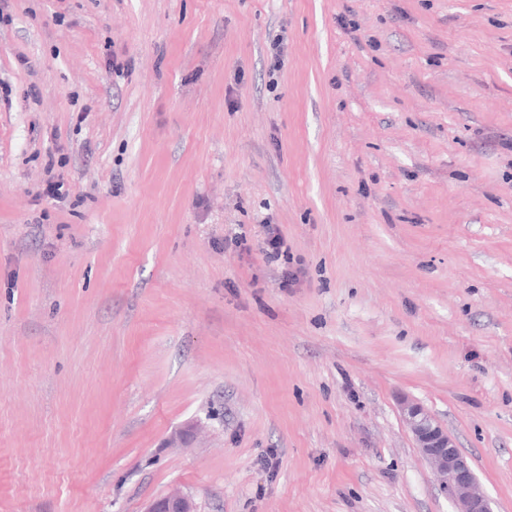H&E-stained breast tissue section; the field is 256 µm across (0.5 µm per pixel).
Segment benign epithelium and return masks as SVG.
<instances>
[{
    "instance_id": "obj_1",
    "label": "benign epithelium",
    "mask_w": 512,
    "mask_h": 512,
    "mask_svg": "<svg viewBox=\"0 0 512 512\" xmlns=\"http://www.w3.org/2000/svg\"><path fill=\"white\" fill-rule=\"evenodd\" d=\"M401 412L425 459L440 475L442 493L454 504V512H493L490 499L481 490L467 458L457 448L454 438L420 403L408 398L401 402ZM195 426L188 424L168 440L170 447H185ZM146 512H197L191 497L176 489L155 500Z\"/></svg>"
}]
</instances>
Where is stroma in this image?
Here are the masks:
<instances>
[{
	"label": "stroma",
	"instance_id": "35a3bbf8",
	"mask_svg": "<svg viewBox=\"0 0 512 512\" xmlns=\"http://www.w3.org/2000/svg\"><path fill=\"white\" fill-rule=\"evenodd\" d=\"M405 398L512 512V0H0V512H454ZM145 512H197L191 497L176 489L155 500Z\"/></svg>",
	"mask_w": 512,
	"mask_h": 512
}]
</instances>
